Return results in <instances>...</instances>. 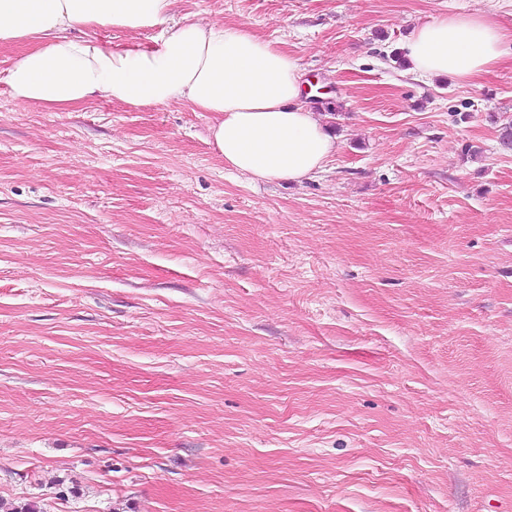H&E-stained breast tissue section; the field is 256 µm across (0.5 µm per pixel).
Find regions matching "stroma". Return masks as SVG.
<instances>
[{
  "label": "stroma",
  "instance_id": "35a3bbf8",
  "mask_svg": "<svg viewBox=\"0 0 512 512\" xmlns=\"http://www.w3.org/2000/svg\"><path fill=\"white\" fill-rule=\"evenodd\" d=\"M171 11L299 56L337 152L255 182L185 104L18 106L0 48V503L512 512V55L398 62L442 16L512 31V0Z\"/></svg>",
  "mask_w": 512,
  "mask_h": 512
}]
</instances>
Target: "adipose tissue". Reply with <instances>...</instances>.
Returning a JSON list of instances; mask_svg holds the SVG:
<instances>
[{
	"label": "adipose tissue",
	"instance_id": "obj_1",
	"mask_svg": "<svg viewBox=\"0 0 512 512\" xmlns=\"http://www.w3.org/2000/svg\"><path fill=\"white\" fill-rule=\"evenodd\" d=\"M172 0H0V47L24 44L6 82L23 106L70 109L93 99L174 103L210 112V138L229 168L260 181L322 172L337 143L302 102V65L245 26L184 20L154 47L72 38L78 25L141 30L166 23ZM512 35L489 18L449 15L408 34L414 74L468 82L503 58Z\"/></svg>",
	"mask_w": 512,
	"mask_h": 512
}]
</instances>
